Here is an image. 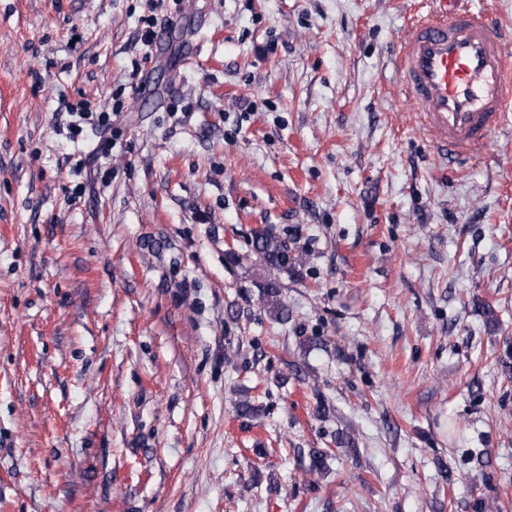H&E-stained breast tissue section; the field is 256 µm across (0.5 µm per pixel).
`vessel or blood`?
Masks as SVG:
<instances>
[{"label":"vessel or blood","mask_w":512,"mask_h":512,"mask_svg":"<svg viewBox=\"0 0 512 512\" xmlns=\"http://www.w3.org/2000/svg\"><path fill=\"white\" fill-rule=\"evenodd\" d=\"M408 24L397 57L401 91L420 108L438 149L457 161L487 144L512 106V34L481 11L431 0Z\"/></svg>","instance_id":"1"}]
</instances>
